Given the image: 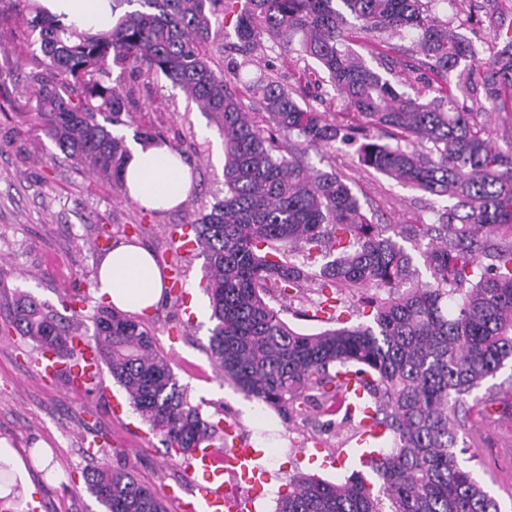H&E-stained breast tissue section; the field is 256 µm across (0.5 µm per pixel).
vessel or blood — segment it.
<instances>
[{"label":"vessel or blood","instance_id":"obj_1","mask_svg":"<svg viewBox=\"0 0 512 512\" xmlns=\"http://www.w3.org/2000/svg\"><path fill=\"white\" fill-rule=\"evenodd\" d=\"M74 345L77 350L75 358L67 360L49 356V369L67 371L78 385L86 382L101 385V360L95 344L81 337L75 340ZM257 456L255 449L237 443L231 444L221 453L210 446L196 448L184 467L189 472L201 473L203 482L197 485L192 499L183 502L182 512H252L254 496L225 490L223 462L231 460L233 473L246 477L253 472Z\"/></svg>","mask_w":512,"mask_h":512}]
</instances>
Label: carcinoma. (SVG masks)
Wrapping results in <instances>:
<instances>
[{"label":"carcinoma","mask_w":512,"mask_h":512,"mask_svg":"<svg viewBox=\"0 0 512 512\" xmlns=\"http://www.w3.org/2000/svg\"><path fill=\"white\" fill-rule=\"evenodd\" d=\"M133 1L140 8L92 32L31 9V0H0V28L20 18L22 35L40 47L31 55L0 52V113L29 115L65 158L122 190L126 74L165 79L215 123L224 140V198L192 229L205 258L200 285L215 321L208 351L217 375L292 424L311 417L310 404L336 402L345 378L359 375L386 445L367 463L380 486L360 475L333 484L296 474L275 512H500L457 454L483 442L481 430H462L474 391L512 363V20L501 17L499 0H486L498 43L487 62L448 34L423 0H126ZM220 14L233 21L242 56L232 71L217 70L205 50ZM355 32L416 34L412 53L390 46L382 67L428 76L436 96L400 92L366 66L350 48ZM265 41L306 65L292 84L274 72L250 83L260 124L229 85ZM18 72L32 104L18 102L8 86ZM313 89L321 100H343L357 124L301 104ZM460 96L490 107L485 120L459 109ZM133 140L183 156L152 128L134 129ZM339 146L352 150L359 169L448 205L432 224L375 222L348 177L302 160L308 149ZM406 239L425 280H414L413 257L400 244ZM287 248L329 261L311 271L290 261ZM311 284L322 296L312 318L329 327L307 334L273 302L292 301ZM358 301L371 320L350 325L343 315ZM75 302L62 300L70 326L21 295L9 325L39 350L69 354L72 337L91 334L167 451L183 457L210 444L221 422L191 403L151 328L102 306L88 316L89 329ZM362 419L349 418L336 437H359ZM84 479L105 512H168L131 466H96Z\"/></svg>","instance_id":"obj_1"}]
</instances>
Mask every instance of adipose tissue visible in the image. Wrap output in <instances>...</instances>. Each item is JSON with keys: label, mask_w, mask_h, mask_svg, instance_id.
Masks as SVG:
<instances>
[{"label": "adipose tissue", "mask_w": 512, "mask_h": 512, "mask_svg": "<svg viewBox=\"0 0 512 512\" xmlns=\"http://www.w3.org/2000/svg\"><path fill=\"white\" fill-rule=\"evenodd\" d=\"M51 11L65 14L67 22L82 29H102L112 24L110 0H42ZM132 199L147 210L169 209L187 198L191 187L189 168L167 149L134 145L125 173ZM166 279L154 255L133 243H118L99 263L93 288L97 300L146 317L164 296ZM52 460L50 449L33 448L21 454L0 439V467L10 473L9 486L0 485V497L10 486L21 490L22 500L31 499L35 487L32 470L45 469Z\"/></svg>", "instance_id": "ef3b65f1"}]
</instances>
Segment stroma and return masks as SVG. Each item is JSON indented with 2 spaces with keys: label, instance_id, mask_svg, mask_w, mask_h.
Listing matches in <instances>:
<instances>
[{
  "label": "stroma",
  "instance_id": "stroma-1",
  "mask_svg": "<svg viewBox=\"0 0 512 512\" xmlns=\"http://www.w3.org/2000/svg\"><path fill=\"white\" fill-rule=\"evenodd\" d=\"M434 12L441 23L475 44L481 57L494 52L488 23L463 24L452 5L437 6ZM296 66L295 56L264 44L243 68V82L235 86L247 111H254L255 105L246 79L270 68L285 75ZM124 85L135 125L162 132L184 151L198 205L208 207L222 199L224 144L214 123L164 79L129 75ZM54 151L51 142L24 120L0 115V321L20 292L57 310L65 290L75 288L85 298V313H92L101 259L94 243L102 231H109L112 242L150 249L162 269L179 266L191 305L168 297L146 322L203 416L239 422L243 441L261 451L265 488L255 502L256 512H274L278 490L295 472L342 483L362 470L359 458L341 459L340 449L329 444L331 428L323 417L297 425L280 419L275 429H261L264 409L216 375L206 351L211 309L198 286L205 260L199 251L180 250L175 241L176 229L193 220L195 207L159 213L144 209L120 189L70 161L54 158ZM305 161L316 169L350 176L354 193L382 224H429L434 209L444 205L443 199L356 169L341 150H310ZM38 358L28 338L0 333V438L23 450L44 443L53 451L52 464L59 476L50 484L44 474H36V512H103L82 477L85 468L103 464L134 465L139 477L160 495L178 485L182 498H190L193 485L184 470L168 458L148 424L126 406L127 396L112 377H105L100 390H78L66 375L46 378ZM487 385L490 401L474 407L467 418L468 423L485 425L487 438L468 466L497 499L501 512H512V363ZM116 400L125 404L118 416L112 412ZM326 456L333 457V464H323Z\"/></svg>",
  "mask_w": 512,
  "mask_h": 512
}]
</instances>
